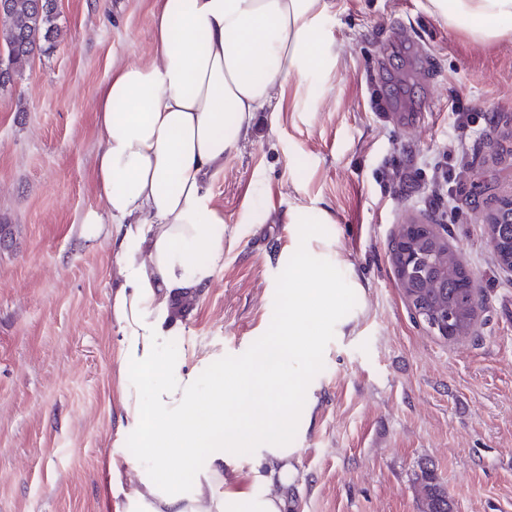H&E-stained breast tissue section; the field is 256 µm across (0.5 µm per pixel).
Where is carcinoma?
Here are the masks:
<instances>
[{
	"instance_id": "carcinoma-1",
	"label": "carcinoma",
	"mask_w": 512,
	"mask_h": 512,
	"mask_svg": "<svg viewBox=\"0 0 512 512\" xmlns=\"http://www.w3.org/2000/svg\"><path fill=\"white\" fill-rule=\"evenodd\" d=\"M56 0H6L0 14L4 19L7 56L0 60V88L22 75L35 51L52 45L58 36ZM488 227L494 261L502 269L512 268V200L500 201L490 215ZM411 254L416 260L410 266L411 275L402 281L406 294L415 307L431 318L448 308L458 313L459 336L467 338L476 331L473 313L481 306L480 291L473 293L461 287L464 267L456 252L439 231L429 224H417L406 235ZM425 512H450L448 492L435 481L433 471L425 468L419 477Z\"/></svg>"
}]
</instances>
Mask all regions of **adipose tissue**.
Returning <instances> with one entry per match:
<instances>
[{
    "label": "adipose tissue",
    "instance_id": "1",
    "mask_svg": "<svg viewBox=\"0 0 512 512\" xmlns=\"http://www.w3.org/2000/svg\"><path fill=\"white\" fill-rule=\"evenodd\" d=\"M430 6L473 40L512 39V0ZM328 7L327 0H159L156 63L113 70L99 89L95 126L103 147L93 181L104 209L84 222L94 232L110 222L121 402L151 446L198 468L187 487L168 456L150 467L127 457L139 512L285 510L274 488L293 470L288 395L303 385L291 363L314 360L310 321L339 294L326 287L325 270L297 259L288 319L241 362L211 368L213 393L202 412L192 410L200 393L185 358L160 359L158 346L224 258V220L209 206V183L277 95L290 85L303 91L311 73L335 65L336 40L322 26ZM147 378L153 393L146 402ZM244 443L251 446L245 459L234 453ZM245 468L251 482L243 486Z\"/></svg>",
    "mask_w": 512,
    "mask_h": 512
}]
</instances>
